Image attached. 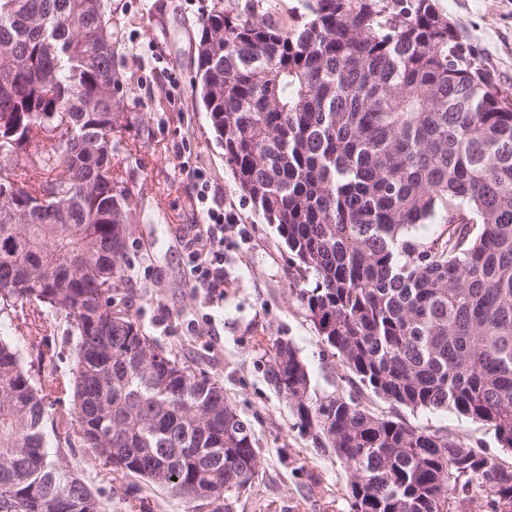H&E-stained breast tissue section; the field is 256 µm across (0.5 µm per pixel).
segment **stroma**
Segmentation results:
<instances>
[{
  "instance_id": "obj_1",
  "label": "stroma",
  "mask_w": 512,
  "mask_h": 512,
  "mask_svg": "<svg viewBox=\"0 0 512 512\" xmlns=\"http://www.w3.org/2000/svg\"><path fill=\"white\" fill-rule=\"evenodd\" d=\"M119 31L115 69L130 91L121 101V126L112 137L125 144L114 170L132 195L124 274L113 307L129 312L161 348L175 351L195 371L224 387L246 418L260 448L257 479L227 500L229 512H350L347 474L299 431L287 400L265 377V351L291 341L317 396L335 392L342 368L323 346L292 294L290 252L275 225L238 191L224 149L197 102L195 41L202 16L217 7L236 14L258 8L279 21L301 0H108ZM439 13L480 56L491 81L512 93V0H433ZM205 172L210 195L236 215L224 227V285L196 287L189 255L202 224L194 182L186 166ZM41 370L46 386L72 365L65 320L45 314L0 317V337ZM409 423L442 429L512 468L487 426L444 410L401 409ZM71 468L109 512H210L171 498L139 478L107 479L88 448L69 450Z\"/></svg>"
}]
</instances>
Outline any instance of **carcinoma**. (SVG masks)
<instances>
[{"instance_id": "obj_1", "label": "carcinoma", "mask_w": 512, "mask_h": 512, "mask_svg": "<svg viewBox=\"0 0 512 512\" xmlns=\"http://www.w3.org/2000/svg\"><path fill=\"white\" fill-rule=\"evenodd\" d=\"M302 7L282 26L213 9L196 42L210 127L349 391L313 398L288 340L267 379L347 469L350 512H467L475 489L497 512L512 469L359 397L454 411L512 449V101L432 0ZM117 39L107 0H0V313L42 307L75 331L58 415L0 339V512H106L70 469L75 438L113 477L212 512L259 472L224 387L112 311L131 207L112 172Z\"/></svg>"}]
</instances>
